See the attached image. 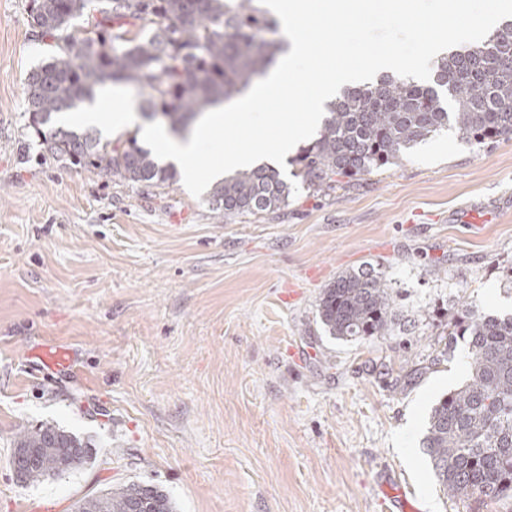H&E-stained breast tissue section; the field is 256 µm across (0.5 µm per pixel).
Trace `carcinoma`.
I'll return each instance as SVG.
<instances>
[{
    "label": "carcinoma",
    "instance_id": "1",
    "mask_svg": "<svg viewBox=\"0 0 512 512\" xmlns=\"http://www.w3.org/2000/svg\"><path fill=\"white\" fill-rule=\"evenodd\" d=\"M92 0H30L35 36L53 58L23 83L26 129L39 156L65 167L142 188L176 181L150 148L132 136L114 144L94 128L58 123L109 82L141 85L139 107L175 133L199 115L244 93L274 64L281 45L265 38L275 21L257 0H98L94 22L76 35ZM452 127L482 144L512 137V19L464 51L434 62L429 85L385 76L350 89L328 106L317 138L291 160L293 176L312 193L401 161L417 143ZM291 193L280 171L240 170L209 193L218 219L275 213ZM394 297L379 272H348L323 289L317 311L329 335L363 340L391 335ZM468 337V379L433 406L422 448L451 498L480 503L512 496V314H486L473 299L450 325ZM88 443L45 423L21 429L12 466L34 483L90 463ZM74 512H175L171 497L145 482H127L74 504Z\"/></svg>",
    "mask_w": 512,
    "mask_h": 512
}]
</instances>
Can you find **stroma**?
I'll list each match as a JSON object with an SVG mask.
<instances>
[{"instance_id": "1", "label": "stroma", "mask_w": 512, "mask_h": 512, "mask_svg": "<svg viewBox=\"0 0 512 512\" xmlns=\"http://www.w3.org/2000/svg\"><path fill=\"white\" fill-rule=\"evenodd\" d=\"M29 0H0V512H72L142 481L177 512H512L440 491L428 415L465 377L445 351L471 299L512 313V139L441 132L396 166L279 213L214 219L183 183L144 189L17 149L22 84L48 53ZM384 272L392 335L346 341L317 314L345 272ZM47 341L73 373H37ZM53 423L91 464L24 483L20 428Z\"/></svg>"}]
</instances>
